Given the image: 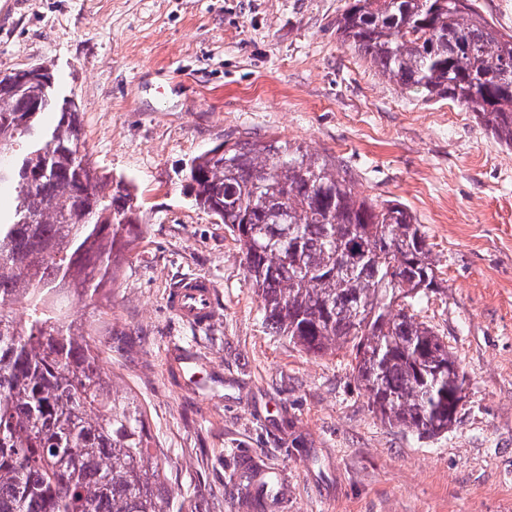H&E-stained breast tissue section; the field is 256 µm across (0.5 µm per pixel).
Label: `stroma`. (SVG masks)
I'll return each mask as SVG.
<instances>
[{
	"instance_id": "1",
	"label": "stroma",
	"mask_w": 512,
	"mask_h": 512,
	"mask_svg": "<svg viewBox=\"0 0 512 512\" xmlns=\"http://www.w3.org/2000/svg\"><path fill=\"white\" fill-rule=\"evenodd\" d=\"M348 3L21 0L0 23V73L49 66L92 164L135 197L140 237L68 315L131 333L105 357L148 411L182 512H249L242 459L278 473L270 512H512V147L344 45ZM230 137L303 144L342 161L359 196L408 208L444 287L414 313L467 377L448 432L382 423L348 350L309 354L267 325L239 242L187 186L192 160ZM187 276L215 285L206 326L167 305Z\"/></svg>"
}]
</instances>
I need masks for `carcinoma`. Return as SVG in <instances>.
<instances>
[{
	"label": "carcinoma",
	"mask_w": 512,
	"mask_h": 512,
	"mask_svg": "<svg viewBox=\"0 0 512 512\" xmlns=\"http://www.w3.org/2000/svg\"><path fill=\"white\" fill-rule=\"evenodd\" d=\"M336 34L388 81L457 103L512 147V34L474 0H352ZM44 111L57 114L48 133L32 98L0 88V185L16 192L0 222V512H172L146 409L100 369V340L62 307L64 296L90 301L112 280L139 236L132 195L75 155L79 108ZM47 141L55 148L43 155ZM188 187L240 242L271 329L308 353L350 349L385 423L431 437L457 421L464 373L409 312L440 284L402 203L358 196L339 160L277 139L198 156ZM261 475L248 468L239 482L256 512L272 502Z\"/></svg>",
	"instance_id": "obj_1"
}]
</instances>
